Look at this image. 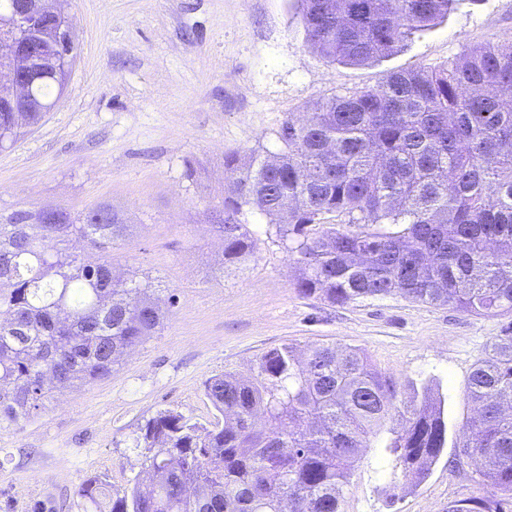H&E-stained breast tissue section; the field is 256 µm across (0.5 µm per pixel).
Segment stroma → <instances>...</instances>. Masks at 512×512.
<instances>
[{
  "mask_svg": "<svg viewBox=\"0 0 512 512\" xmlns=\"http://www.w3.org/2000/svg\"><path fill=\"white\" fill-rule=\"evenodd\" d=\"M74 62L56 106L0 149V222L43 208L105 205L132 231L112 248L119 277L159 288L163 329L133 347L108 378L54 394L17 425L0 426V512H82L77 486L106 479L129 492L149 451L139 429L173 410L209 424L212 376L251 375L288 343L353 345L387 375L443 382L448 423L472 416L473 364L507 321L399 296L347 306L300 295L296 268L265 217L245 209L257 238L240 268L224 265L210 213L233 194L231 151L272 150L289 117L317 101L382 84L390 73L434 67L467 47L512 40V0H460L405 49L362 66L327 62L309 44L297 0H62ZM366 449L342 512H448L482 496L480 463L454 448L417 488L387 499Z\"/></svg>",
  "mask_w": 512,
  "mask_h": 512,
  "instance_id": "1",
  "label": "stroma"
}]
</instances>
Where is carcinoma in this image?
Returning a JSON list of instances; mask_svg holds the SVG:
<instances>
[{
  "label": "carcinoma",
  "mask_w": 512,
  "mask_h": 512,
  "mask_svg": "<svg viewBox=\"0 0 512 512\" xmlns=\"http://www.w3.org/2000/svg\"><path fill=\"white\" fill-rule=\"evenodd\" d=\"M300 2L311 46L331 63L363 65L399 52L459 0ZM10 11L0 0V67L39 34L14 28ZM40 45L35 99L20 115L0 112V148L38 125L65 89L73 57ZM276 138L275 151L224 156L236 185L213 214L224 266L256 249L240 220L249 206L295 257L304 296L344 306L398 295L512 316V41L328 97L307 120H284ZM129 228L106 206L21 211L0 224V424L110 375L163 328L152 278L113 275L107 252ZM75 240L100 256L73 251ZM205 395L221 420L206 427L157 412L136 439L150 456L131 491L114 498L105 479L88 478L76 490L85 512H341L362 449L378 444L391 466L377 470L382 490L393 492L395 469L417 486L448 447L442 380L401 382L356 346L284 344L252 378H209ZM466 395L477 417L453 447L482 461L487 495L448 512H512V322L474 363Z\"/></svg>",
  "instance_id": "carcinoma-1"
}]
</instances>
